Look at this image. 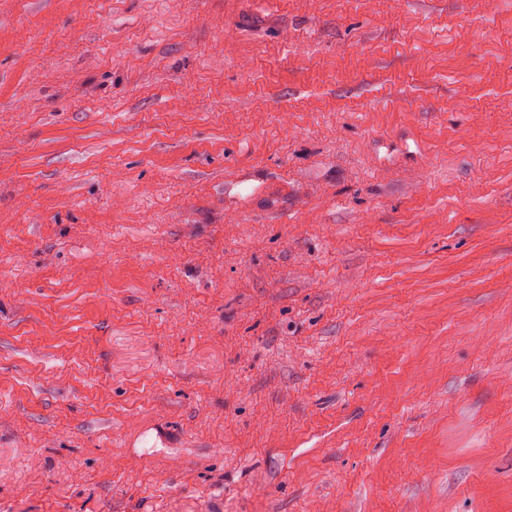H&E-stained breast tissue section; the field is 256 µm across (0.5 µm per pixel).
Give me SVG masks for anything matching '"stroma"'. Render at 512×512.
<instances>
[{
    "label": "stroma",
    "instance_id": "stroma-1",
    "mask_svg": "<svg viewBox=\"0 0 512 512\" xmlns=\"http://www.w3.org/2000/svg\"><path fill=\"white\" fill-rule=\"evenodd\" d=\"M0 512H512V0H0Z\"/></svg>",
    "mask_w": 512,
    "mask_h": 512
}]
</instances>
